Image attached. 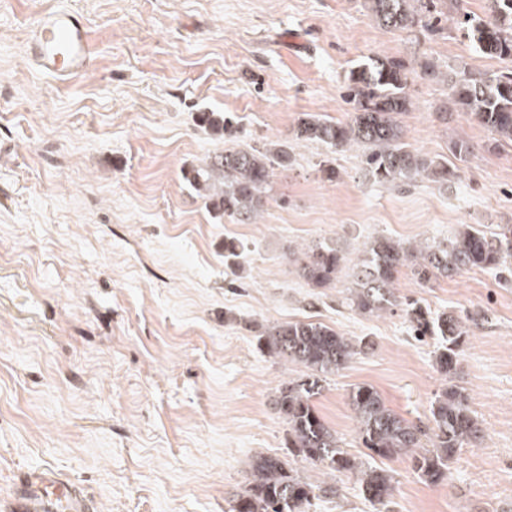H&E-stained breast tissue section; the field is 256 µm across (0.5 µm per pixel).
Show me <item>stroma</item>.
Returning <instances> with one entry per match:
<instances>
[{"label": "stroma", "mask_w": 512, "mask_h": 512, "mask_svg": "<svg viewBox=\"0 0 512 512\" xmlns=\"http://www.w3.org/2000/svg\"><path fill=\"white\" fill-rule=\"evenodd\" d=\"M58 8L85 16L96 47L65 80L27 58L34 19ZM371 57L409 66L400 121L411 148L448 159L455 140L470 141L460 180L383 185L359 150L304 143L275 168L255 223L210 212L184 174L224 143L197 113L229 115L237 145L259 148L300 113L345 118L343 76ZM459 64L505 66L454 27L448 0H429L410 30L380 28L364 0H0V499L49 467L99 512H228L257 453L287 455L276 388L304 372L260 350L258 335L314 320L367 344L314 402L345 451L393 475L394 512H512V281L397 275L400 296L470 327L454 382L484 433L433 486L406 460L369 456L348 395L372 385L428 422L443 386L438 340L416 342L401 309L351 310L348 273L313 289L289 260L333 245L352 265L377 236L415 243L512 224V147L453 107ZM326 159L336 180L318 170ZM228 238L239 257L225 258ZM303 475L336 486L310 512H379L354 474Z\"/></svg>", "instance_id": "35a3bbf8"}]
</instances>
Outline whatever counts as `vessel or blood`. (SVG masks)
<instances>
[{
    "mask_svg": "<svg viewBox=\"0 0 512 512\" xmlns=\"http://www.w3.org/2000/svg\"><path fill=\"white\" fill-rule=\"evenodd\" d=\"M29 57L41 72L66 79L84 72L93 54L88 25L79 13L57 9L42 14L28 41ZM95 503L76 484L50 468L26 471L15 485L7 512H94Z\"/></svg>",
    "mask_w": 512,
    "mask_h": 512,
    "instance_id": "obj_1",
    "label": "vessel or blood"
}]
</instances>
